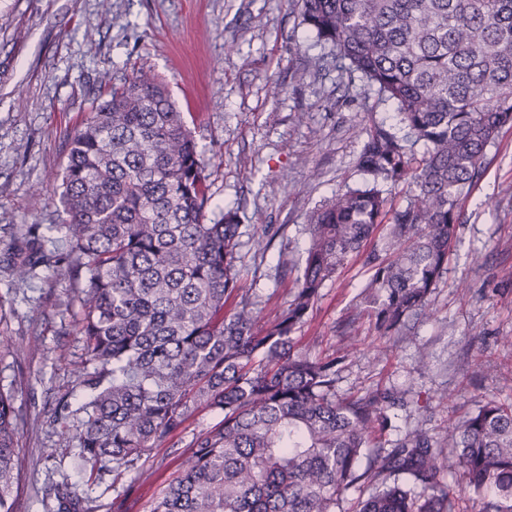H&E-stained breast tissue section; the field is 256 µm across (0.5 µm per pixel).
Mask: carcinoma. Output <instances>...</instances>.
<instances>
[{
  "instance_id": "carcinoma-1",
  "label": "carcinoma",
  "mask_w": 512,
  "mask_h": 512,
  "mask_svg": "<svg viewBox=\"0 0 512 512\" xmlns=\"http://www.w3.org/2000/svg\"><path fill=\"white\" fill-rule=\"evenodd\" d=\"M311 46L339 77L359 75L404 130L377 123L357 160L363 186L311 216L292 299L264 328L239 286V217L208 220L206 166L167 83L125 77L69 141L59 202L68 252L35 230L13 254L21 279L67 261L79 278L89 399L64 402L77 466L112 474V512H130L153 451L199 408L223 415L194 435L149 512H512V403L490 400L444 438L423 429L391 448L370 440L388 396H336L340 357L295 333L368 244L361 295L385 334L427 307L448 270L458 204L488 148L512 125V0H300ZM409 187L393 205L385 185ZM233 312L226 313L228 301ZM24 416L0 387V512H15L13 458ZM448 448V456L442 449ZM367 459L360 467L361 459ZM460 471L462 490L443 472Z\"/></svg>"
}]
</instances>
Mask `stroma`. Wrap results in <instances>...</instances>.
I'll return each instance as SVG.
<instances>
[{
    "mask_svg": "<svg viewBox=\"0 0 512 512\" xmlns=\"http://www.w3.org/2000/svg\"><path fill=\"white\" fill-rule=\"evenodd\" d=\"M306 40L291 0H0V382L22 380L17 512H57L45 491L60 483L76 507L112 512L111 491L96 470L75 469L55 420L60 400L87 395L79 290L67 263L22 281L10 262L33 224L45 251L68 250L54 193L70 136L107 96L100 75L143 69L167 81L208 166L209 220L230 209L240 216V284L256 296L263 327L290 300L292 279L276 275L280 252L304 260L312 213L362 185L367 135L394 111L362 80H339L333 57ZM459 210L448 272L423 315L379 335L359 304L368 272L357 261L322 288L295 334L311 355L343 356L337 397L390 396L387 448L417 428L444 436L488 400L512 403V347L501 342L512 336V126ZM262 231L270 246L257 256L251 239ZM349 322L359 329L352 340ZM219 420L197 411L154 451L155 474L139 486L134 512H147L177 449ZM51 447L56 457L40 459Z\"/></svg>",
    "mask_w": 512,
    "mask_h": 512,
    "instance_id": "obj_1",
    "label": "stroma"
}]
</instances>
